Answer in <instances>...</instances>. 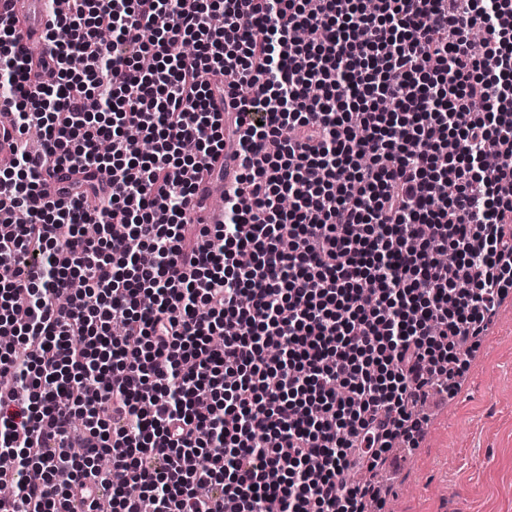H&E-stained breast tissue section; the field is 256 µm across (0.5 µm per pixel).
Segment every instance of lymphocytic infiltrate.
Wrapping results in <instances>:
<instances>
[{"label":"lymphocytic infiltrate","instance_id":"obj_1","mask_svg":"<svg viewBox=\"0 0 512 512\" xmlns=\"http://www.w3.org/2000/svg\"><path fill=\"white\" fill-rule=\"evenodd\" d=\"M66 3L52 86L0 21V512H382L512 293V0ZM224 114V181L234 176L237 166L236 162L227 159L234 151L237 150L238 134L235 133L234 118L239 116L242 120L241 131L247 127L249 114L245 112H229ZM223 191L222 185L217 186L209 177L202 178L198 181L196 187V195L204 196L207 199L208 208L201 215L203 221L201 224H220L224 221V211L210 205V200L219 192Z\"/></svg>","mask_w":512,"mask_h":512}]
</instances>
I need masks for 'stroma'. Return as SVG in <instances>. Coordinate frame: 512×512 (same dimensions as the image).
I'll return each instance as SVG.
<instances>
[{
    "instance_id": "1",
    "label": "stroma",
    "mask_w": 512,
    "mask_h": 512,
    "mask_svg": "<svg viewBox=\"0 0 512 512\" xmlns=\"http://www.w3.org/2000/svg\"><path fill=\"white\" fill-rule=\"evenodd\" d=\"M429 414L419 447L397 461L390 512H512V295L457 394Z\"/></svg>"
}]
</instances>
